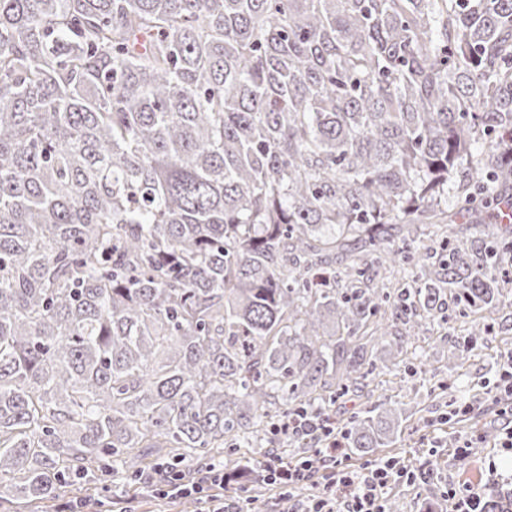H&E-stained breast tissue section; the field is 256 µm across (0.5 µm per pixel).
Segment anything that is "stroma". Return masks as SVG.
<instances>
[{
	"label": "stroma",
	"mask_w": 512,
	"mask_h": 512,
	"mask_svg": "<svg viewBox=\"0 0 512 512\" xmlns=\"http://www.w3.org/2000/svg\"><path fill=\"white\" fill-rule=\"evenodd\" d=\"M512 317V309L486 314L492 333L475 337L471 357L455 370L447 358L469 333L470 318L448 311L446 320L424 321L413 328L391 321L389 339L403 349L391 371L371 376L377 400L398 402L411 413L397 442L368 455L350 454L352 466L364 460L407 465L415 481L395 482L387 492L398 512H425L428 503L442 501L449 485L478 484L483 494L512 488V452L484 437L487 428H502L495 399L498 367L512 349V337L497 326ZM87 486L100 499L103 512H199V502L183 498L138 497L133 472L115 473L101 460L91 468Z\"/></svg>",
	"instance_id": "obj_1"
}]
</instances>
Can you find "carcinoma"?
<instances>
[{"label": "carcinoma", "mask_w": 512, "mask_h": 512, "mask_svg": "<svg viewBox=\"0 0 512 512\" xmlns=\"http://www.w3.org/2000/svg\"><path fill=\"white\" fill-rule=\"evenodd\" d=\"M511 140L512 0H0L13 501L367 395L401 352L370 329L388 302L415 326L512 303V225L448 204L512 186ZM407 420L382 401L344 440Z\"/></svg>", "instance_id": "obj_1"}]
</instances>
